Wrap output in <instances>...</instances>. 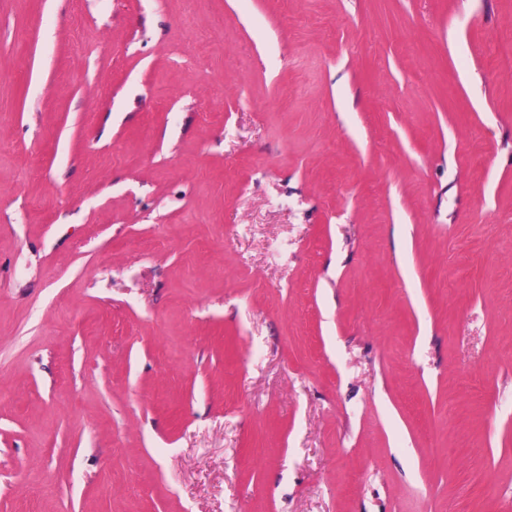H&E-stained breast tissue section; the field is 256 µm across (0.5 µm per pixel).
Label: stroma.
Wrapping results in <instances>:
<instances>
[{
  "label": "stroma",
  "mask_w": 512,
  "mask_h": 512,
  "mask_svg": "<svg viewBox=\"0 0 512 512\" xmlns=\"http://www.w3.org/2000/svg\"><path fill=\"white\" fill-rule=\"evenodd\" d=\"M0 512H512V0H0Z\"/></svg>",
  "instance_id": "obj_1"
}]
</instances>
